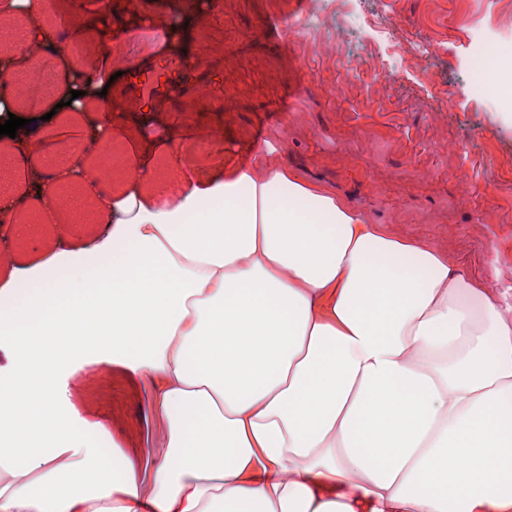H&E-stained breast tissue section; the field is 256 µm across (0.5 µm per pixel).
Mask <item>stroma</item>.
Masks as SVG:
<instances>
[{"label":"stroma","mask_w":512,"mask_h":512,"mask_svg":"<svg viewBox=\"0 0 512 512\" xmlns=\"http://www.w3.org/2000/svg\"><path fill=\"white\" fill-rule=\"evenodd\" d=\"M200 2L56 0L52 22L81 33L82 71L93 83L103 54L124 67L107 90L109 107L87 100L73 136L58 135L64 116H47V103L27 108L26 118L41 121L46 153L94 163L91 135L113 125L134 132L140 152L167 145L198 159L200 180L260 156L370 223L447 254L464 276L512 280V94L500 84L478 93L471 64L479 43L488 57L512 54V34L497 30L512 0H352L355 14L381 19L420 56L417 69L387 76L371 64L390 54L388 43L368 42L345 70L319 42L268 32L308 0H221L214 12ZM436 31L447 35L444 51L424 54ZM172 52L187 57L184 68H171ZM338 84L343 95L331 97ZM460 139L470 145L462 157ZM62 391L102 454L137 438L146 405L111 365L78 367Z\"/></svg>","instance_id":"1"}]
</instances>
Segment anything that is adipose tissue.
Listing matches in <instances>:
<instances>
[{"label": "adipose tissue", "mask_w": 512, "mask_h": 512, "mask_svg": "<svg viewBox=\"0 0 512 512\" xmlns=\"http://www.w3.org/2000/svg\"><path fill=\"white\" fill-rule=\"evenodd\" d=\"M65 204L109 221L0 264V512H512L511 288L260 159ZM82 362L137 380L165 447L83 439Z\"/></svg>", "instance_id": "obj_1"}]
</instances>
